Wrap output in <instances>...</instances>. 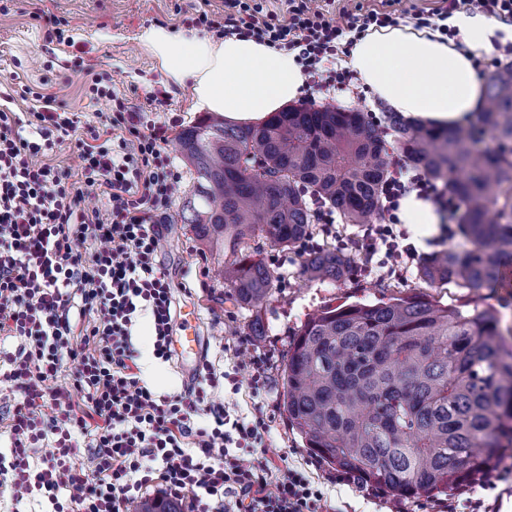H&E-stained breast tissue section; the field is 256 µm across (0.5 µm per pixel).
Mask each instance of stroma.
Returning <instances> with one entry per match:
<instances>
[{
  "instance_id": "1",
  "label": "stroma",
  "mask_w": 512,
  "mask_h": 512,
  "mask_svg": "<svg viewBox=\"0 0 512 512\" xmlns=\"http://www.w3.org/2000/svg\"><path fill=\"white\" fill-rule=\"evenodd\" d=\"M334 11L337 24H345L347 13L357 9H384L394 12L398 24L410 25L414 16L436 5L435 0H339ZM205 10L220 15L224 0H0V93H10L17 85L32 87L48 83L71 111L79 113L82 127L98 125L109 104L82 96V75L67 70L71 55L83 56L97 70L111 74L114 88L136 104L143 103L147 91L160 88L171 96L167 111L149 113L148 118L168 124L167 151L182 171L173 195L171 215L162 225V248L158 255L161 267L177 287L174 308L195 309L199 331L203 336L201 357L216 371L231 368L237 361L230 345L237 336L248 339L249 354L264 358L268 366V385L260 395L250 392L248 374H240L241 392L238 405L242 413H250L254 403H262L270 418V428L256 457L268 459L276 466L287 465L304 472L318 483L328 499L341 504L344 512H446L450 501L483 500L489 512H512V478L488 488V474L449 495L398 501L381 490L361 484L337 482L336 469L310 454L304 440L288 427L282 406L284 368L288 359V341L307 315L321 307L342 303H373L386 296L387 286L407 293L419 287L415 271L403 277L383 278L363 273L364 259H357L347 278L336 282H308L301 275L306 251L300 246L285 250L256 247L269 265L273 276V292L267 304L265 322L268 334L261 340L249 337L250 313L229 302L226 287L218 269L224 265V254L201 244L189 225L181 223L178 212L185 195L192 188V177L181 159L175 139L182 127L195 122L200 113L193 106L189 88L166 80L151 56L140 45L139 35L152 25L175 30L185 29L189 18ZM67 23L66 34L72 46L46 48L45 33L56 21ZM431 296L445 305H463L467 310L493 308L501 318V329L512 341V286H487L478 290L446 285L434 288ZM149 315H142L134 329L133 342L140 352L143 380L156 395L180 393L193 382L178 359L162 361L153 355Z\"/></svg>"
}]
</instances>
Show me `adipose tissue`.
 Masks as SVG:
<instances>
[{
  "mask_svg": "<svg viewBox=\"0 0 512 512\" xmlns=\"http://www.w3.org/2000/svg\"><path fill=\"white\" fill-rule=\"evenodd\" d=\"M450 24L458 42L410 25L370 29L355 40L345 65L405 116L438 127L468 124L481 101L473 60L489 50L496 26L466 14ZM140 42L169 81L190 87L196 109L231 123L266 120L304 93L306 76L294 53L251 38L200 37L153 25L142 31ZM398 216L418 240L430 237L440 222L432 205L413 194L401 200Z\"/></svg>",
  "mask_w": 512,
  "mask_h": 512,
  "instance_id": "adipose-tissue-1",
  "label": "adipose tissue"
}]
</instances>
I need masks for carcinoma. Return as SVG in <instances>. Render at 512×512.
Instances as JSON below:
<instances>
[{
  "label": "carcinoma",
  "instance_id": "carcinoma-1",
  "mask_svg": "<svg viewBox=\"0 0 512 512\" xmlns=\"http://www.w3.org/2000/svg\"><path fill=\"white\" fill-rule=\"evenodd\" d=\"M480 124L433 130L397 115L382 130L341 106H291L251 126L207 114L178 133L193 184L179 212L197 239L224 251L228 299L252 312L250 335L267 333L273 276L250 242L286 249L308 237L310 200L345 224H371L388 172L385 134L405 159L448 184L469 243L422 260L430 286L478 289L512 261V62L491 78ZM354 257L309 255L302 274L336 281ZM283 407L288 425L324 463L398 500L448 495L491 468L512 444V348L493 309L470 312L413 291L374 304L325 306L288 344ZM133 512H182L164 497Z\"/></svg>",
  "mask_w": 512,
  "mask_h": 512
}]
</instances>
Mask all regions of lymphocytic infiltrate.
Wrapping results in <instances>:
<instances>
[{"instance_id": "f902f5d3", "label": "lymphocytic infiltrate", "mask_w": 512, "mask_h": 512, "mask_svg": "<svg viewBox=\"0 0 512 512\" xmlns=\"http://www.w3.org/2000/svg\"><path fill=\"white\" fill-rule=\"evenodd\" d=\"M285 16L261 0H224L223 15L200 11L193 26L223 37L252 38L295 53L309 82L328 94L354 90L353 71L337 66L348 54L346 33L395 25L387 10L348 14L339 26L336 0H286ZM467 9L512 26V0H438L418 13L421 27L455 36L447 21ZM71 68L85 77L84 94L107 100L98 127L76 138L75 172L51 163L57 145L76 137L77 113L43 89H29L27 112L0 108V500L11 512H130L149 489L185 504L187 512H336L302 472L255 458L267 431L263 412L232 417L214 393L239 390L248 372L265 389L267 367L251 356L231 370L203 363L195 385L159 396L144 382L132 331L149 313L153 354L172 357L175 288L158 262L173 193L181 179L165 150L166 129L144 115L166 106L154 90L135 105L112 87L110 74L83 57ZM96 191L105 211L89 208ZM455 215L447 186L391 157L379 223L365 225L351 248L377 257L378 268L403 275L417 256L397 212L409 193ZM94 243V251L80 247ZM16 340L15 349L4 346ZM71 382L57 385L64 364ZM208 425H196L198 414Z\"/></svg>"}]
</instances>
